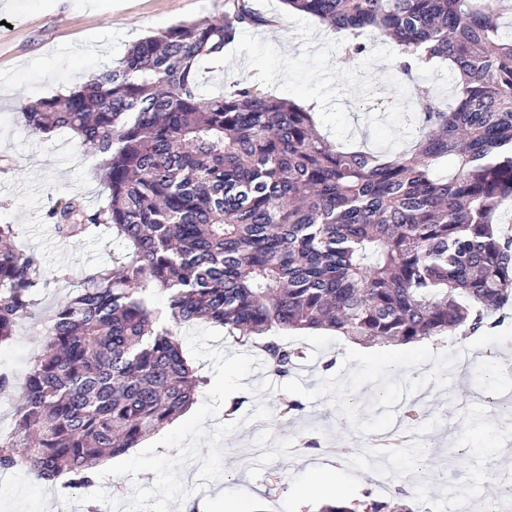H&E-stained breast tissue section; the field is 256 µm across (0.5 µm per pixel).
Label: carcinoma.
Instances as JSON below:
<instances>
[{
  "mask_svg": "<svg viewBox=\"0 0 512 512\" xmlns=\"http://www.w3.org/2000/svg\"><path fill=\"white\" fill-rule=\"evenodd\" d=\"M350 35L368 28L400 47L408 78L435 58L454 76L448 107L416 93L415 148L388 157L333 145L313 112L258 85L204 97L198 66L273 17L224 0L215 20L179 22L136 42L67 95L20 104L32 132L67 129L99 157L109 193L49 211L76 237L103 226L126 243L46 318L44 353L26 375L0 472L22 468L77 495L94 468L134 447L194 400L206 379L179 344L204 321L266 354L289 376L303 354L281 329H332L357 342L421 343L497 327L512 301V237L494 223L512 196V34L489 0H283ZM454 157L439 177L435 163ZM0 224V343L51 278ZM168 294V310L149 293ZM366 512H415L402 489Z\"/></svg>",
  "mask_w": 512,
  "mask_h": 512,
  "instance_id": "1",
  "label": "carcinoma"
}]
</instances>
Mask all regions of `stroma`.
I'll return each mask as SVG.
<instances>
[{
  "label": "stroma",
  "instance_id": "35a3bbf8",
  "mask_svg": "<svg viewBox=\"0 0 512 512\" xmlns=\"http://www.w3.org/2000/svg\"><path fill=\"white\" fill-rule=\"evenodd\" d=\"M261 12L277 16V26L245 29L223 61L199 65L200 91L214 95L239 82H256L273 95L296 102L319 100L316 121L331 142L393 155L410 149L415 89L450 99L446 68L415 72L406 79L397 66L394 43L373 35L363 57L344 63L345 41L316 18L293 11L281 0H254ZM224 0H0V224L14 225L17 247L36 253L55 280L40 292L31 318L20 322L11 340L0 343V362L14 376L0 392V432L14 426L25 372L42 352L39 321L70 295L94 268L125 252L111 233L93 228L76 238L62 237L47 213L55 201L78 194L91 209L106 201L96 178V156L79 147L73 133L33 134L24 126L21 102L69 93L122 58L139 39L179 22L214 20ZM278 338L302 350L299 369L281 378L261 367L234 393L233 415L218 413L205 428L236 421L224 441V472L203 493L188 497L231 498L242 512H309L300 487L329 474L348 503L391 500L371 476L370 438L392 429L401 409L423 387L442 383L420 403L413 424L425 434L422 446L391 461L393 483L422 471L410 500L418 512H448L455 500L491 489L496 470L490 456L504 444L500 436L502 399L512 397V377L488 367L490 358H512V317L492 337L458 341L448 336L433 345L355 343L324 329L285 330ZM467 348L471 363L459 359ZM270 390L254 396L253 386ZM266 399L270 421L247 422L256 399ZM301 404L289 419L284 401ZM316 440L313 448L302 438ZM352 449L343 457V449ZM57 489L16 469L0 475V512H57Z\"/></svg>",
  "mask_w": 512,
  "mask_h": 512
}]
</instances>
